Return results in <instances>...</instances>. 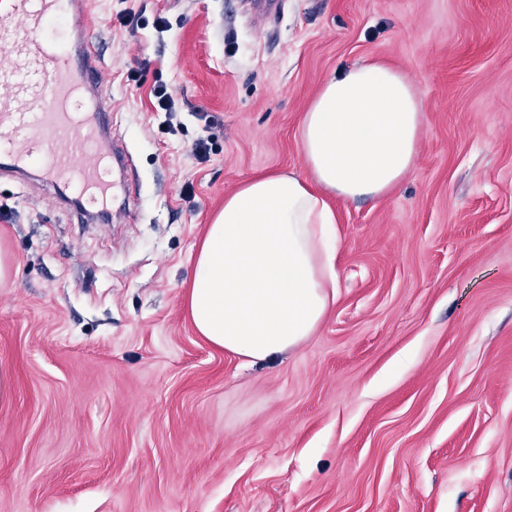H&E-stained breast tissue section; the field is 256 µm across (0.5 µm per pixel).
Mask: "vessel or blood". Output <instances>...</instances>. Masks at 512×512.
<instances>
[{"mask_svg": "<svg viewBox=\"0 0 512 512\" xmlns=\"http://www.w3.org/2000/svg\"><path fill=\"white\" fill-rule=\"evenodd\" d=\"M86 0H10L0 10V156L75 189L81 211L112 213L111 92Z\"/></svg>", "mask_w": 512, "mask_h": 512, "instance_id": "vessel-or-blood-1", "label": "vessel or blood"}]
</instances>
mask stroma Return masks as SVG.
I'll return each instance as SVG.
<instances>
[{"mask_svg": "<svg viewBox=\"0 0 512 512\" xmlns=\"http://www.w3.org/2000/svg\"><path fill=\"white\" fill-rule=\"evenodd\" d=\"M89 8L127 211L80 224L0 170V512H512V0ZM366 60L416 88L415 170L330 198L334 306L246 363L195 331L198 244L241 183L301 170L323 79Z\"/></svg>", "mask_w": 512, "mask_h": 512, "instance_id": "stroma-1", "label": "stroma"}]
</instances>
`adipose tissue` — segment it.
I'll list each match as a JSON object with an SVG mask.
<instances>
[{"label":"adipose tissue","mask_w":512,"mask_h":512,"mask_svg":"<svg viewBox=\"0 0 512 512\" xmlns=\"http://www.w3.org/2000/svg\"><path fill=\"white\" fill-rule=\"evenodd\" d=\"M424 125L401 71L373 61L325 77L299 127L303 171L249 179L206 229L188 290L197 334L253 363L313 336L338 286L328 196L375 198L399 185Z\"/></svg>","instance_id":"1"}]
</instances>
